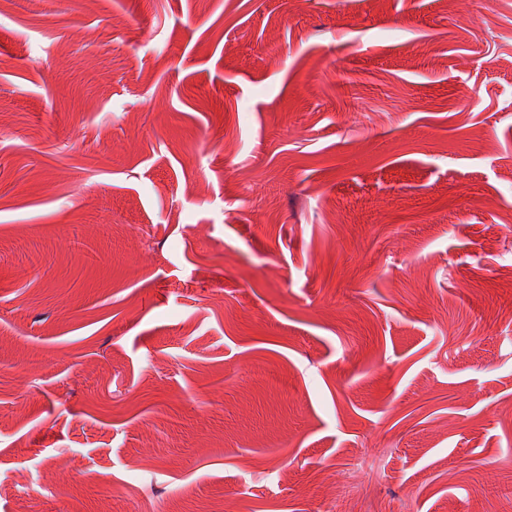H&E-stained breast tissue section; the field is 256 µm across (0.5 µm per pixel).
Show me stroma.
<instances>
[{"instance_id": "obj_1", "label": "stroma", "mask_w": 512, "mask_h": 512, "mask_svg": "<svg viewBox=\"0 0 512 512\" xmlns=\"http://www.w3.org/2000/svg\"><path fill=\"white\" fill-rule=\"evenodd\" d=\"M511 403L512 0H0V512H512Z\"/></svg>"}]
</instances>
